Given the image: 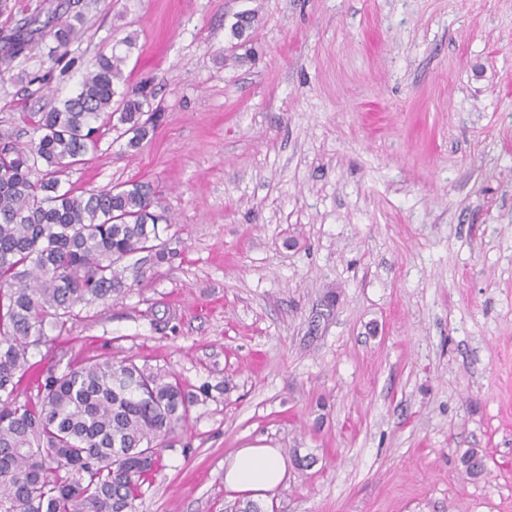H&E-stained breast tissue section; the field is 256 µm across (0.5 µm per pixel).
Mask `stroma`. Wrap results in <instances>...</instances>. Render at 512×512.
<instances>
[{
  "label": "stroma",
  "instance_id": "stroma-1",
  "mask_svg": "<svg viewBox=\"0 0 512 512\" xmlns=\"http://www.w3.org/2000/svg\"><path fill=\"white\" fill-rule=\"evenodd\" d=\"M54 14L67 47L4 42ZM129 34L164 119L60 180L150 184L169 259L33 349L20 395L124 358L200 394L136 512H236L249 446L291 464L276 512H512V0H10L0 140Z\"/></svg>",
  "mask_w": 512,
  "mask_h": 512
}]
</instances>
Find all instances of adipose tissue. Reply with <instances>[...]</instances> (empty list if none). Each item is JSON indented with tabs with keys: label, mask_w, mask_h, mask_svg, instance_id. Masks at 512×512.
I'll return each instance as SVG.
<instances>
[{
	"label": "adipose tissue",
	"mask_w": 512,
	"mask_h": 512,
	"mask_svg": "<svg viewBox=\"0 0 512 512\" xmlns=\"http://www.w3.org/2000/svg\"><path fill=\"white\" fill-rule=\"evenodd\" d=\"M288 476V462L279 449H238L224 461V488L251 499L267 498Z\"/></svg>",
	"instance_id": "1"
}]
</instances>
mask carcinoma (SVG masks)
I'll return each mask as SVG.
<instances>
[{
  "label": "carcinoma",
  "instance_id": "obj_1",
  "mask_svg": "<svg viewBox=\"0 0 512 512\" xmlns=\"http://www.w3.org/2000/svg\"><path fill=\"white\" fill-rule=\"evenodd\" d=\"M74 34L55 23L59 47ZM118 45L125 51L99 56L61 106L18 113L36 134L28 148L0 146V512H135L197 402L176 376L128 358L51 366L17 401L30 350L52 341L47 329L120 291L127 270L142 276L168 257L170 220L153 211L149 185L78 195L58 178L105 132L136 149L161 121L143 88L119 89L135 39ZM461 463L472 477L485 471L475 450Z\"/></svg>",
  "mask_w": 512,
  "mask_h": 512
}]
</instances>
